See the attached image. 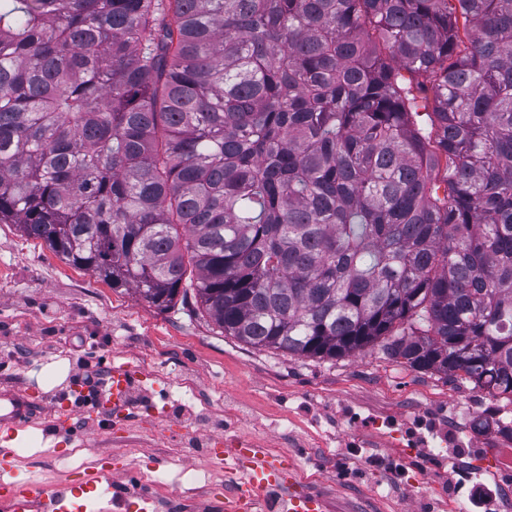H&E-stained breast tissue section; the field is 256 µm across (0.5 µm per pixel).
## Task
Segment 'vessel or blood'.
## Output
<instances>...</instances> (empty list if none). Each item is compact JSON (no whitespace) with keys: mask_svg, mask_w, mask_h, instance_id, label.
<instances>
[{"mask_svg":"<svg viewBox=\"0 0 512 512\" xmlns=\"http://www.w3.org/2000/svg\"><path fill=\"white\" fill-rule=\"evenodd\" d=\"M135 383L132 371L123 364L107 368L98 385L94 409L98 415H117L129 405ZM11 409L0 416V426L13 429L23 426L32 408L25 390L0 391V401ZM211 458H232L237 469L224 489V512H258L260 507L280 506L282 512H329L328 503L318 489L297 481L294 474L266 450L250 443L217 440ZM58 495L35 491L31 486L0 484V512H57Z\"/></svg>","mask_w":512,"mask_h":512,"instance_id":"obj_1","label":"vessel or blood"}]
</instances>
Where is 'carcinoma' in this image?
<instances>
[{"instance_id":"obj_1","label":"carcinoma","mask_w":512,"mask_h":512,"mask_svg":"<svg viewBox=\"0 0 512 512\" xmlns=\"http://www.w3.org/2000/svg\"><path fill=\"white\" fill-rule=\"evenodd\" d=\"M0 224L253 348L512 397V0H0Z\"/></svg>"}]
</instances>
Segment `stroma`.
Masks as SVG:
<instances>
[{"mask_svg": "<svg viewBox=\"0 0 512 512\" xmlns=\"http://www.w3.org/2000/svg\"><path fill=\"white\" fill-rule=\"evenodd\" d=\"M58 360L71 379L128 364V420L65 404L76 424L48 427L58 392L35 375ZM5 387L27 391L33 417L0 480L55 491L93 474L115 484L97 512H167L171 495L179 512H214L227 468L203 444L218 432L278 456L337 512H465L479 483L498 489L496 512H512L511 400L378 348L336 360L252 348L194 303L162 310L112 289L12 224H0Z\"/></svg>", "mask_w": 512, "mask_h": 512, "instance_id": "1", "label": "stroma"}]
</instances>
